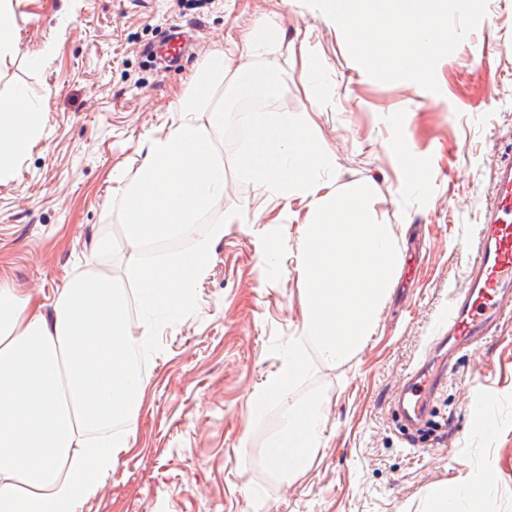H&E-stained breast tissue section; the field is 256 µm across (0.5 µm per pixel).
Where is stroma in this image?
Wrapping results in <instances>:
<instances>
[{"label":"stroma","mask_w":512,"mask_h":512,"mask_svg":"<svg viewBox=\"0 0 512 512\" xmlns=\"http://www.w3.org/2000/svg\"><path fill=\"white\" fill-rule=\"evenodd\" d=\"M14 2L19 48L0 63V90L22 84L47 103L31 153L0 181V275L16 288L52 296L109 237L114 251L98 267L134 294L126 270L143 257L123 240L118 179L142 163L147 135L169 124L207 55L266 21L320 62L305 95L299 66L276 58L283 92L269 111H307L336 156L338 183L372 186L374 215L394 225L402 252L374 336L347 361H315L329 418L324 448L291 480L264 487L255 456L282 417L256 421L250 398L281 365L272 344L301 331L296 267L307 203H263L223 145L224 210L243 221L213 242L190 310L157 325L140 357L136 432L85 512H422L428 486L453 492L488 469L483 512H512V319L455 355L433 410L441 437L405 435L394 405L464 285L486 194L512 152V0H488L485 19L439 63L436 94L369 77L341 30L303 0ZM176 29L188 50L169 63L149 54ZM49 43L54 53L30 68ZM403 139L426 178L417 195L398 191L402 172L388 145ZM260 207L261 223H251ZM272 236L285 251L260 263ZM480 393L489 401L482 413Z\"/></svg>","instance_id":"35a3bbf8"}]
</instances>
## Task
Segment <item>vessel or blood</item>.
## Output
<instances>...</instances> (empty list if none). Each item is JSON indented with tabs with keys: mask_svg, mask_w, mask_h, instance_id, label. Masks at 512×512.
Instances as JSON below:
<instances>
[{
	"mask_svg": "<svg viewBox=\"0 0 512 512\" xmlns=\"http://www.w3.org/2000/svg\"><path fill=\"white\" fill-rule=\"evenodd\" d=\"M512 316V158L500 160L490 198L478 228L476 255L466 275V285L448 305L440 325L436 348L456 349L481 343L501 322ZM449 361L440 358L414 370L399 399L402 420L413 429L448 379Z\"/></svg>",
	"mask_w": 512,
	"mask_h": 512,
	"instance_id": "vessel-or-blood-1",
	"label": "vessel or blood"
}]
</instances>
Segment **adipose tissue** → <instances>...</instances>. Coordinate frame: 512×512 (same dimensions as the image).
Listing matches in <instances>:
<instances>
[{
	"instance_id": "1",
	"label": "adipose tissue",
	"mask_w": 512,
	"mask_h": 512,
	"mask_svg": "<svg viewBox=\"0 0 512 512\" xmlns=\"http://www.w3.org/2000/svg\"><path fill=\"white\" fill-rule=\"evenodd\" d=\"M283 46L279 28L264 23L207 56L169 127L148 137L144 160L119 196L131 249L191 236L216 210L212 238L238 223L222 212L224 89L274 95L269 60ZM46 110L23 86L0 93V180L29 153ZM210 254V240H200L164 264L131 267L140 306L185 314ZM151 334L147 324L133 330L122 282L95 268L71 277L49 302L0 277V512H84L134 432L143 379L131 357ZM115 424L122 432H112ZM491 482L487 471L453 495L432 486L424 510L478 512Z\"/></svg>"
}]
</instances>
